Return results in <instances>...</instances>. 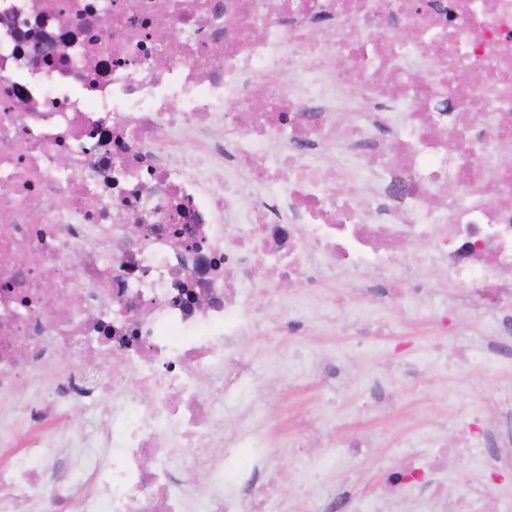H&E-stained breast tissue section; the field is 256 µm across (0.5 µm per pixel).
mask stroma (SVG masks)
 Here are the masks:
<instances>
[{"label":"stroma","instance_id":"35a3bbf8","mask_svg":"<svg viewBox=\"0 0 512 512\" xmlns=\"http://www.w3.org/2000/svg\"><path fill=\"white\" fill-rule=\"evenodd\" d=\"M357 286L356 278L336 276L326 280L320 291L362 303L367 321L384 327V335L367 345L359 343L361 327H349L342 320L335 327L319 325L309 334L281 341L279 318L273 312L262 317L263 335L242 341L245 357L258 375L247 403L262 408L273 420L282 416L283 406L299 405L266 447L280 474L281 494L290 512L303 506L298 473L306 460L326 450L330 441L369 433L368 457L337 467L330 482L337 488L349 479L359 490L375 493L382 485L384 470L400 467L412 440L427 447L454 438L451 419L456 406L484 405L496 397V365L469 375L446 363L433 349L438 342L451 348L477 346L485 331L483 317L458 308L447 313L443 325L426 324L408 318L402 308L369 301ZM323 358L338 361L345 372L337 390H330L314 371ZM282 361L291 366V380L270 371L271 365ZM407 364L418 367V386L406 385L401 377ZM386 371L392 379L380 405L374 401L372 384ZM454 440L457 447H465L464 439Z\"/></svg>","mask_w":512,"mask_h":512}]
</instances>
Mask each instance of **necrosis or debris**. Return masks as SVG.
Wrapping results in <instances>:
<instances>
[{
	"instance_id": "4bbe7bcc",
	"label": "necrosis or debris",
	"mask_w": 512,
	"mask_h": 512,
	"mask_svg": "<svg viewBox=\"0 0 512 512\" xmlns=\"http://www.w3.org/2000/svg\"><path fill=\"white\" fill-rule=\"evenodd\" d=\"M417 245L489 324L455 366L512 357V0H0V396L27 397L0 408V512H277L266 417L233 437L252 467L213 455L241 338L266 308L309 330L336 273L435 322ZM74 402L97 423L62 477ZM452 425L491 482L457 494L452 449L415 448L375 498L333 491L363 435L308 460L305 512H512V387Z\"/></svg>"
}]
</instances>
